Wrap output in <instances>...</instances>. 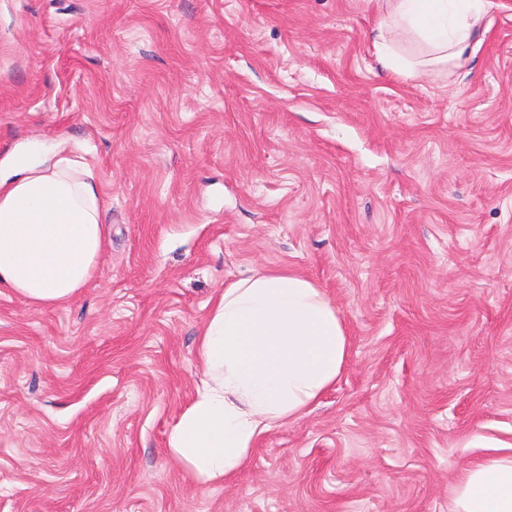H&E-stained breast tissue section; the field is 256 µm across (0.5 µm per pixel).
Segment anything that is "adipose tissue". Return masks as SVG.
<instances>
[{
  "label": "adipose tissue",
  "mask_w": 512,
  "mask_h": 512,
  "mask_svg": "<svg viewBox=\"0 0 512 512\" xmlns=\"http://www.w3.org/2000/svg\"><path fill=\"white\" fill-rule=\"evenodd\" d=\"M374 54L386 71L459 68L482 43L494 0H375ZM407 33L424 58L400 54ZM102 194L86 163L22 160L0 178V293L52 306L91 279L105 247ZM344 325L321 288L285 271L225 283L198 337L204 380L168 437V451L203 486L245 469L257 440L315 402L340 375ZM449 512H512V456L471 464Z\"/></svg>",
  "instance_id": "1"
}]
</instances>
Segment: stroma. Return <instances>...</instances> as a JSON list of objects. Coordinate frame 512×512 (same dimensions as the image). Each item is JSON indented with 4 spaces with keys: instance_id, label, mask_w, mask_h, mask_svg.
I'll list each match as a JSON object with an SVG mask.
<instances>
[{
    "instance_id": "1",
    "label": "stroma",
    "mask_w": 512,
    "mask_h": 512,
    "mask_svg": "<svg viewBox=\"0 0 512 512\" xmlns=\"http://www.w3.org/2000/svg\"><path fill=\"white\" fill-rule=\"evenodd\" d=\"M472 61L384 71L368 0H0V166L85 157L71 302L0 294V512H448L512 449V0ZM323 289L335 385L207 488L168 452L224 284Z\"/></svg>"
}]
</instances>
